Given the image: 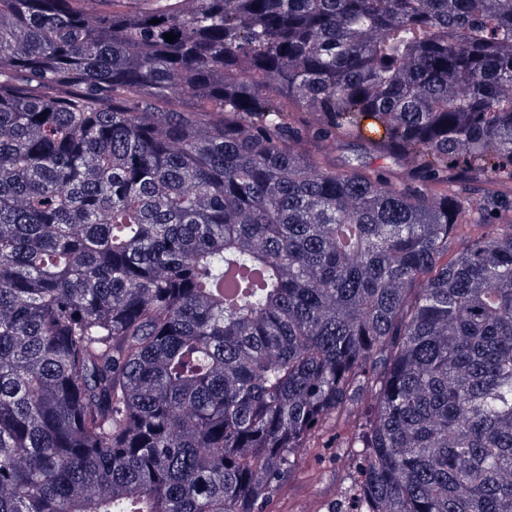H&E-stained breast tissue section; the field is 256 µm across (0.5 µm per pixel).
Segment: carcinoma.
<instances>
[{
	"mask_svg": "<svg viewBox=\"0 0 512 512\" xmlns=\"http://www.w3.org/2000/svg\"><path fill=\"white\" fill-rule=\"evenodd\" d=\"M150 2L0 0V512H512V0ZM473 196L478 200L483 197L509 196L512 198V181L506 179H494L474 185ZM485 231L487 229L483 225L470 222L461 226L448 244V259L463 252L475 237H478ZM360 421L361 415L358 411L344 413L338 419L327 424L325 429L326 437L345 441L354 432ZM354 448H307L288 481L276 492L267 512H329L346 509L353 477ZM336 457L341 458L336 461Z\"/></svg>",
	"mask_w": 512,
	"mask_h": 512,
	"instance_id": "obj_1",
	"label": "carcinoma"
}]
</instances>
